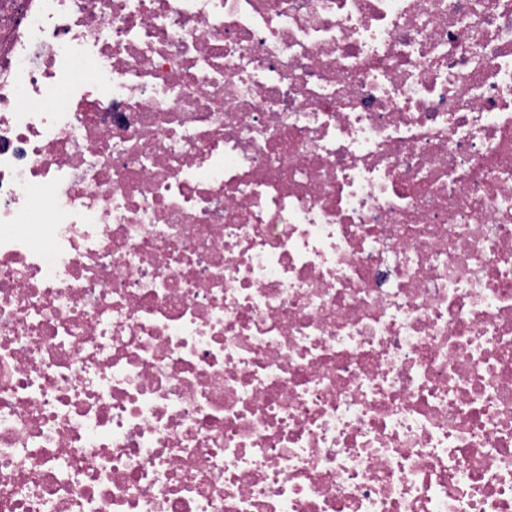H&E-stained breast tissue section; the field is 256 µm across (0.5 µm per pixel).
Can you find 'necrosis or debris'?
Listing matches in <instances>:
<instances>
[{"mask_svg": "<svg viewBox=\"0 0 512 512\" xmlns=\"http://www.w3.org/2000/svg\"><path fill=\"white\" fill-rule=\"evenodd\" d=\"M0 512H512V0H0Z\"/></svg>", "mask_w": 512, "mask_h": 512, "instance_id": "obj_1", "label": "necrosis or debris"}]
</instances>
